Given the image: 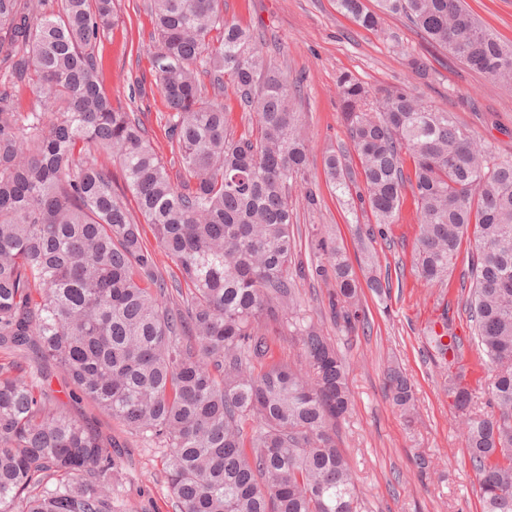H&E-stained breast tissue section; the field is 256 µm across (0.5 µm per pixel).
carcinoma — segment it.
Returning <instances> with one entry per match:
<instances>
[{"mask_svg": "<svg viewBox=\"0 0 512 512\" xmlns=\"http://www.w3.org/2000/svg\"><path fill=\"white\" fill-rule=\"evenodd\" d=\"M336 2L371 30L380 14H400L434 47L512 87V43L465 0H377V12L364 0ZM223 6L150 0L173 176L132 108L112 102L98 67L115 0H55L49 10L43 0H0V82L28 78L42 107L24 114L0 92V349L30 359L15 375L0 370V512H115L121 460L56 405L50 365L75 394L166 449L178 512H361L336 442L351 406L348 365L320 325L300 317L293 278L290 188L310 166L292 107L300 85ZM205 77L218 94L208 95ZM338 86L350 147L323 163L336 196L382 226L411 191L414 264L428 281L447 277L463 240L474 239L468 309L492 413L470 390L448 389L482 512H512V157L406 86L373 95L347 74ZM229 89L255 119L238 137L226 126ZM115 162L182 281L157 274L142 224L114 188ZM311 245L336 325L355 327L365 319L362 288L380 297L389 276L369 263L359 280L331 236L316 231ZM269 322L287 326L304 364L266 361ZM443 327L429 343L444 360L460 343H444ZM385 386L413 417L400 367L388 368Z\"/></svg>", "mask_w": 512, "mask_h": 512, "instance_id": "carcinoma-1", "label": "carcinoma"}]
</instances>
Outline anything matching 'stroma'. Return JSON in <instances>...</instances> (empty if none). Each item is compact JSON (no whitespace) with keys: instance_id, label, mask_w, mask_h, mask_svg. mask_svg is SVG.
I'll return each instance as SVG.
<instances>
[{"instance_id":"obj_1","label":"stroma","mask_w":512,"mask_h":512,"mask_svg":"<svg viewBox=\"0 0 512 512\" xmlns=\"http://www.w3.org/2000/svg\"><path fill=\"white\" fill-rule=\"evenodd\" d=\"M466 3L502 40H512V0ZM224 14L248 28L281 71L304 79L295 108L309 139L310 171L290 192L299 216L296 240L303 265L311 263L308 233L318 228L345 247L353 267L362 266L357 237L372 220L339 201L323 174L326 151L350 143L340 110V74H351L373 91L409 86L427 105L454 113L493 153L512 154V88L489 83L431 47L402 16H383L378 29L368 30L343 16L336 0H224ZM152 31L147 0H116L115 25L102 36L98 57L113 99L132 100L156 151L167 160L170 147L160 120L167 107L150 65L156 49ZM409 54L425 59L426 75L407 67ZM138 84L143 95L130 99ZM418 230L416 206L408 198L396 223L374 238L371 252L379 272L390 274L392 288L384 299L365 295L367 327H336L324 284L309 276L296 280L302 313L322 325L350 366L352 409L337 434L357 475L364 512H481L478 477L448 395V370L425 342L429 326L446 316L454 323L461 353L478 358L474 328L464 310L469 290L462 285L474 246L463 243L447 280L430 284L413 264ZM392 363L414 386V424H406L385 388L384 371ZM51 388L61 408L119 446L125 467L115 477L118 500L133 512H175L165 449L144 444L93 403L70 398L63 376H53Z\"/></svg>"}]
</instances>
